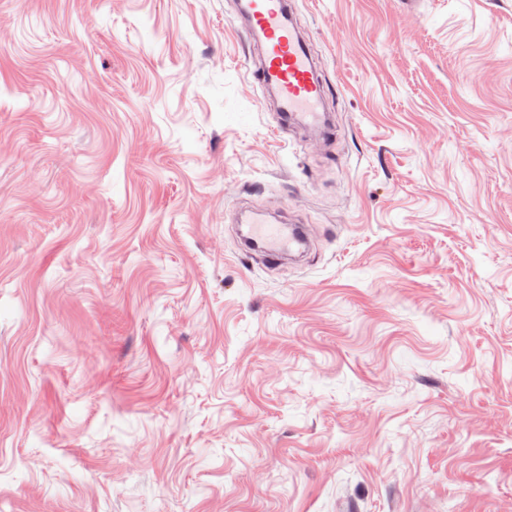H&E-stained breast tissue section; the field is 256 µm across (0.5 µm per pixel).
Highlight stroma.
<instances>
[{
    "label": "stroma",
    "mask_w": 512,
    "mask_h": 512,
    "mask_svg": "<svg viewBox=\"0 0 512 512\" xmlns=\"http://www.w3.org/2000/svg\"><path fill=\"white\" fill-rule=\"evenodd\" d=\"M293 5L331 141L236 0H0V512L512 500V0ZM239 222L238 246L241 252L244 255L258 254L268 265H276L285 256L301 253L307 248L304 225L271 219L257 210L242 213Z\"/></svg>",
    "instance_id": "obj_1"
}]
</instances>
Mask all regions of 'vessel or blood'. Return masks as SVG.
<instances>
[{"instance_id": "vessel-or-blood-1", "label": "vessel or blood", "mask_w": 512, "mask_h": 512, "mask_svg": "<svg viewBox=\"0 0 512 512\" xmlns=\"http://www.w3.org/2000/svg\"><path fill=\"white\" fill-rule=\"evenodd\" d=\"M242 28L260 49L254 77L261 92L273 94L277 129L287 132L294 122L315 127L333 138L327 119L328 94L309 41L301 34L290 0H238ZM303 225L270 218L252 210L242 213L238 246L243 254H257L270 265L305 251Z\"/></svg>"}]
</instances>
